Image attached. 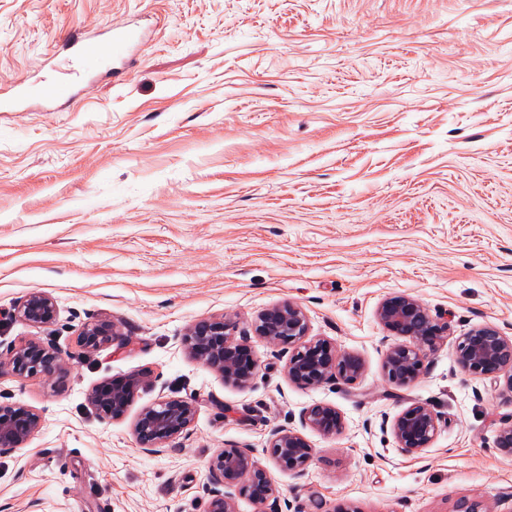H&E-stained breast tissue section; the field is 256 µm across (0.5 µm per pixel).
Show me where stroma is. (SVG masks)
<instances>
[{"label":"stroma","mask_w":512,"mask_h":512,"mask_svg":"<svg viewBox=\"0 0 512 512\" xmlns=\"http://www.w3.org/2000/svg\"><path fill=\"white\" fill-rule=\"evenodd\" d=\"M127 24L144 38L123 78L91 61L75 102L45 97L62 35ZM21 77L30 100L0 109V352L35 339L65 369L0 375V404L41 419L0 451V512H205L232 447L259 455L277 512H512V395L456 363L475 327L512 336V0H0V88ZM37 291L57 305L40 327L13 315ZM394 293L451 326L401 387L376 318ZM284 301L362 376L297 386L255 338L240 387L188 355L196 321L247 330ZM105 319L121 341L78 347ZM137 373L126 416L101 420L91 390ZM162 398L195 422L146 454L133 421ZM415 401L441 427L407 455L391 423ZM315 404L340 433L305 425ZM279 429L314 448L302 473L264 455ZM303 421L312 429L324 434L334 435L342 429V417L332 406L316 404L303 413Z\"/></svg>","instance_id":"1"}]
</instances>
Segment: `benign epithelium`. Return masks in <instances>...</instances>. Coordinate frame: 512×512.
<instances>
[{"label":"benign epithelium","mask_w":512,"mask_h":512,"mask_svg":"<svg viewBox=\"0 0 512 512\" xmlns=\"http://www.w3.org/2000/svg\"><path fill=\"white\" fill-rule=\"evenodd\" d=\"M56 315L54 299L44 292H32L13 311L32 325L50 322ZM378 322L394 342L386 348L383 371L395 385L406 386L420 376L424 360L448 337L450 325L442 316L410 295L395 293L384 298L376 309ZM254 336L291 351L286 371L297 385L313 386L328 380L356 381L364 371L362 359L338 352L320 338L309 337L307 315L295 302L277 303L260 313L253 325ZM121 340L117 326L100 320L86 326L78 344L93 351ZM191 357L220 373L224 380L248 384L259 368L250 347V337L237 335L236 325L224 318L195 322L184 338ZM456 360L462 371L472 377L489 378L501 389L512 393V336L503 335L494 325L469 331L458 342ZM62 355L35 342L26 341L7 353H0V371L19 377L36 374L52 376L61 368ZM140 380L136 375L114 380L94 388L90 404L103 420L122 418L132 404ZM195 408L186 400L163 399L137 415L133 431L140 450L157 453L168 441L189 430L194 424ZM303 421L312 429L334 435L342 429V417L332 406L316 404L303 413ZM40 423L39 415L20 405H0V449L22 447ZM440 429V419L428 405L414 402L391 424V431L401 452L415 455L431 447ZM496 448L512 457V425L502 427ZM265 453L280 467L299 473L314 457L315 449L299 433L280 429L273 432ZM209 470L224 491L211 495L206 512H235V497L245 496L260 509L276 500V489L266 468L249 448H224L209 460Z\"/></svg>","instance_id":"7a95c632"}]
</instances>
